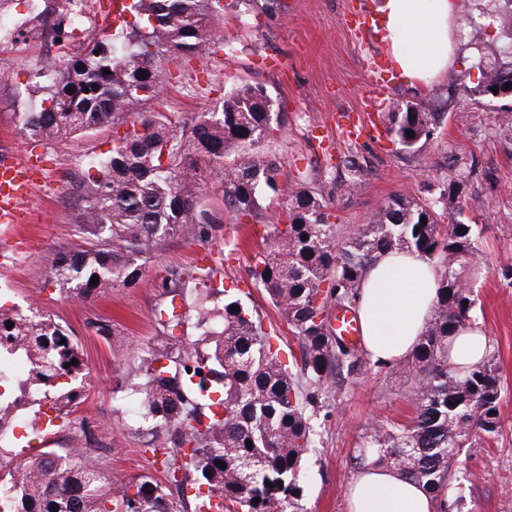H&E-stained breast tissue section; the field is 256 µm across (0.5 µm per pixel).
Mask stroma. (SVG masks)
<instances>
[{
    "label": "stroma",
    "instance_id": "35a3bbf8",
    "mask_svg": "<svg viewBox=\"0 0 512 512\" xmlns=\"http://www.w3.org/2000/svg\"><path fill=\"white\" fill-rule=\"evenodd\" d=\"M359 0H251L236 6L225 0L220 18L231 52H216L171 66L160 99L145 113L161 112L184 123L220 108L224 95L243 85L265 88L287 112L288 121L264 139L258 151L281 163L279 193L255 215L240 217L224 206L219 190H208L207 206L220 219L209 240L176 236L162 242L155 258L142 267L135 284L117 286L77 300L48 280L46 254L76 242L74 216L78 186L89 174L92 158L112 148L105 128L61 143L22 134V115L35 104L31 94L40 70L57 50L46 35L23 43L0 33V157H36L43 179L28 195L11 234L0 235V304L7 308L37 306L70 330L93 378L84 398L67 421L53 425L26 421L14 427L10 441L14 464L26 462L29 444L49 435V445L90 458L112 480L113 488L143 474L163 479L153 449L167 448L166 429L147 430L128 411L135 401L137 367L145 352L167 337L154 311L175 302L187 320L179 335L198 339L189 315L194 309L196 274H210L216 301L225 293L241 297L272 327L274 347L287 357L295 338L287 321L255 287L248 275L253 250L262 244L266 225L274 223L284 198L302 188L321 191L330 220L342 234L365 224L391 197L425 199L430 186L448 171L449 163L472 168L464 186L472 204L466 216L479 233V255L490 268L477 289L472 320L480 324L494 347L499 365L501 429L492 439L459 449L451 464V495L461 512H512V99L501 102L462 96L442 76L426 87L396 79L381 94L380 113L398 101L426 100L443 120L415 152H405L382 136L374 140L337 141L325 151L313 138L315 128L335 133L337 110L359 109L372 91L365 81L367 60L388 67L392 60L377 35L350 30L346 21ZM498 0H479L459 8L456 52L463 67L478 61L476 36ZM279 62L268 69L267 59ZM364 168L360 184L340 191L347 179V159ZM189 275L182 296L170 298L164 283L171 274ZM106 325L110 334L99 333ZM412 374L397 365L371 366L356 379L332 387L329 403L315 420L320 435L302 464L305 512H346L345 487L356 471L353 461L367 427L374 422H408L414 413Z\"/></svg>",
    "mask_w": 512,
    "mask_h": 512
}]
</instances>
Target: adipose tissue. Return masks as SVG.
<instances>
[{"label":"adipose tissue","mask_w":512,"mask_h":512,"mask_svg":"<svg viewBox=\"0 0 512 512\" xmlns=\"http://www.w3.org/2000/svg\"><path fill=\"white\" fill-rule=\"evenodd\" d=\"M380 38L396 69L411 85L428 84L455 63V0H383ZM439 295L434 269L416 252H383L367 269L359 290L362 347L371 363L409 357L432 317ZM490 345L470 325L452 338L451 360L478 364ZM347 512H446L448 491L433 492L395 467L366 462L344 491Z\"/></svg>","instance_id":"adipose-tissue-1"}]
</instances>
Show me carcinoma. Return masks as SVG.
<instances>
[{
	"instance_id": "carcinoma-1",
	"label": "carcinoma",
	"mask_w": 512,
	"mask_h": 512,
	"mask_svg": "<svg viewBox=\"0 0 512 512\" xmlns=\"http://www.w3.org/2000/svg\"><path fill=\"white\" fill-rule=\"evenodd\" d=\"M53 2L46 0L47 7L31 18L27 34L62 26L63 14ZM502 2L511 25L507 39H478L477 81L469 71L450 76L485 98L493 87L512 82V0ZM127 10L134 22L120 29L122 43L92 39L49 84L35 86L40 99L25 113V133L61 142L121 126L160 98L168 63L200 58L224 45L215 26L220 0H131ZM287 119V113L273 112L263 88L246 85L224 96L221 111L189 124L177 125L162 113L132 121L113 135L112 149L90 163L96 173L80 185L77 237L91 245L77 243L47 255L51 282L86 299L101 288L133 284L167 238L189 229L199 240L208 239L217 218L200 199L209 183L218 185L235 214L252 215L279 192L280 176L279 162L256 155L252 147L272 134L271 123L280 126ZM387 121L388 136L414 152L442 116L423 100L406 101L395 103ZM409 130L414 137H407ZM224 158L232 163L218 164ZM463 186L464 176L450 167L433 198L395 196L347 237L330 222L323 195L305 189L290 196L283 209L287 221L269 225L268 247L253 258L250 277L291 326L299 357L284 363L263 318L241 299L229 296L216 308L211 292L199 293L201 339L190 344L173 336L138 366L144 422L173 432L174 448L163 460L166 481L141 476L117 495L92 462L43 448L19 470L0 472V512H183L187 484L195 485L198 512H303L300 472L317 444L313 417L329 387L360 375L369 364L363 350L335 333L330 310L357 308L367 268L393 249L431 261L440 294L407 361L415 378L414 416L369 428L355 460L363 465L371 451L377 462L399 467L430 490L447 483L455 451L501 428L495 353L469 370L448 361V338L472 323V285L487 274L475 229L463 220L470 208ZM95 275L99 283L93 285ZM165 291L173 298L156 317L172 331L184 324L175 307L184 288L177 278ZM8 322L14 323L10 329ZM14 358L28 364L29 376L19 388L20 400L6 404L11 381L0 375V431L20 410L37 415L47 406L55 412L51 424L81 403L86 364L70 334L51 317L38 309H0V361Z\"/></svg>"
}]
</instances>
